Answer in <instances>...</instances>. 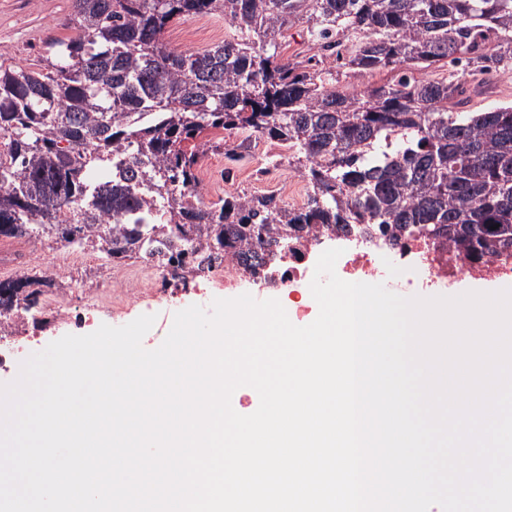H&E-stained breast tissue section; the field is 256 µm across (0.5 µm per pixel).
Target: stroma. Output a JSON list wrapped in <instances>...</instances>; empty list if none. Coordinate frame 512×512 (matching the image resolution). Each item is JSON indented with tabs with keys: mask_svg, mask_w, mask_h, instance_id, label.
<instances>
[{
	"mask_svg": "<svg viewBox=\"0 0 512 512\" xmlns=\"http://www.w3.org/2000/svg\"><path fill=\"white\" fill-rule=\"evenodd\" d=\"M72 12L71 0H0V62L12 65L38 63L47 51L50 39L65 36L64 24ZM287 148L267 138H256L249 152L237 161H229L222 152L209 156L215 180L204 204L218 202L225 193L258 192L256 169L267 157L287 155ZM233 172L232 184L221 182L220 176ZM25 259L0 263V280L16 279L24 274L55 271L57 280L76 285V297H55L46 293L38 312L19 322L17 333L30 337L32 352L42 351L50 342L67 334L85 335L91 327L58 319V308L75 305L92 306L97 298L111 299L110 310L99 313L96 324L114 327L126 325L143 314L155 315L156 321L144 336V348H158L169 333L173 317L190 305L202 304L204 298L227 297L223 285L201 282L199 291L188 292L165 287L160 273L141 263L108 265L107 261L80 250L64 251L55 247L23 243Z\"/></svg>",
	"mask_w": 512,
	"mask_h": 512,
	"instance_id": "obj_1",
	"label": "stroma"
}]
</instances>
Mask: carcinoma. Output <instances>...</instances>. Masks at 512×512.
Here are the masks:
<instances>
[{"label":"carcinoma","mask_w":512,"mask_h":512,"mask_svg":"<svg viewBox=\"0 0 512 512\" xmlns=\"http://www.w3.org/2000/svg\"><path fill=\"white\" fill-rule=\"evenodd\" d=\"M72 2V34L43 68L0 72V238L72 244L184 283L220 263L256 277L290 244L353 228L418 233L441 263L512 258V104L466 110L512 70V0ZM200 15L235 34L171 50L169 29ZM297 23L314 50L301 59L277 42ZM328 62L394 77L348 92ZM434 66L448 77L424 76ZM254 135L288 148L305 206L245 191L199 200L209 151L237 160ZM59 287L0 281V316Z\"/></svg>","instance_id":"obj_1"}]
</instances>
